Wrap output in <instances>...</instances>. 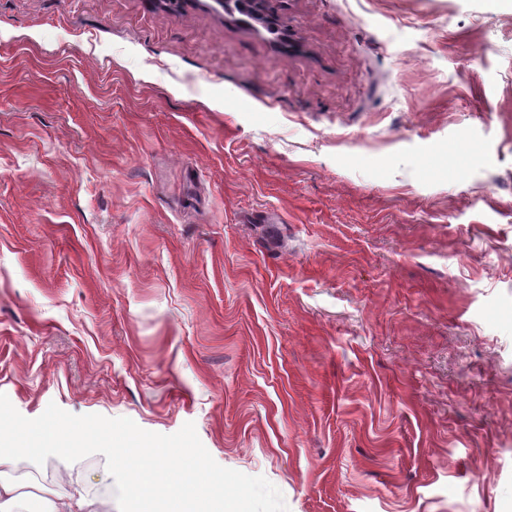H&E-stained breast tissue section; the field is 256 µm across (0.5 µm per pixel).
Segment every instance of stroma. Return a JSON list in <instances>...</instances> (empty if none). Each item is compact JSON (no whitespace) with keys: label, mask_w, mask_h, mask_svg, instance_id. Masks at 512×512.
<instances>
[{"label":"stroma","mask_w":512,"mask_h":512,"mask_svg":"<svg viewBox=\"0 0 512 512\" xmlns=\"http://www.w3.org/2000/svg\"><path fill=\"white\" fill-rule=\"evenodd\" d=\"M0 393L288 512H512V0H0Z\"/></svg>","instance_id":"obj_1"}]
</instances>
